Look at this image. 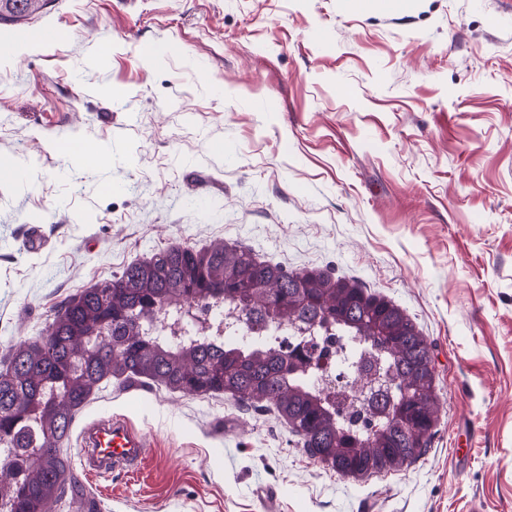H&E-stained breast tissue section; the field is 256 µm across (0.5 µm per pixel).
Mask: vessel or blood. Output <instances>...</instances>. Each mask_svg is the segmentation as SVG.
Instances as JSON below:
<instances>
[{"instance_id":"1","label":"vessel or blood","mask_w":512,"mask_h":512,"mask_svg":"<svg viewBox=\"0 0 512 512\" xmlns=\"http://www.w3.org/2000/svg\"><path fill=\"white\" fill-rule=\"evenodd\" d=\"M85 447L79 462L84 471L107 474L136 464L146 455L150 442L126 420H97L83 430Z\"/></svg>"}]
</instances>
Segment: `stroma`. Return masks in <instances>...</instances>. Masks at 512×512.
Wrapping results in <instances>:
<instances>
[{
	"instance_id": "35a3bbf8",
	"label": "stroma",
	"mask_w": 512,
	"mask_h": 512,
	"mask_svg": "<svg viewBox=\"0 0 512 512\" xmlns=\"http://www.w3.org/2000/svg\"><path fill=\"white\" fill-rule=\"evenodd\" d=\"M74 140L109 148L99 172ZM1 156L0 356L128 264L221 241L386 296L435 365L431 445L366 480L269 402L109 380L70 460L98 417L148 453L74 469L49 512H512V0H49L0 22Z\"/></svg>"
}]
</instances>
